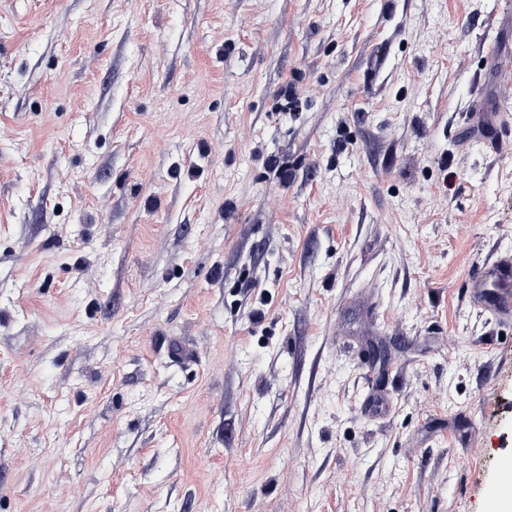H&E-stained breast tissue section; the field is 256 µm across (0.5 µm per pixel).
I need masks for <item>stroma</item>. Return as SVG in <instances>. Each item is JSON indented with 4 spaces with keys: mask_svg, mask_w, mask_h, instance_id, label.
Instances as JSON below:
<instances>
[{
    "mask_svg": "<svg viewBox=\"0 0 512 512\" xmlns=\"http://www.w3.org/2000/svg\"><path fill=\"white\" fill-rule=\"evenodd\" d=\"M498 39L512 0H0V512H481Z\"/></svg>",
    "mask_w": 512,
    "mask_h": 512,
    "instance_id": "stroma-1",
    "label": "stroma"
}]
</instances>
